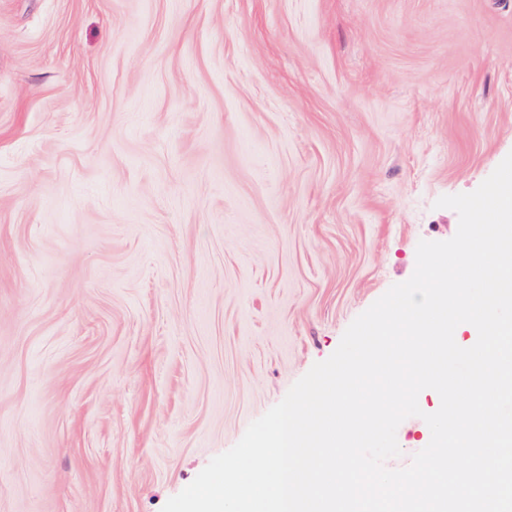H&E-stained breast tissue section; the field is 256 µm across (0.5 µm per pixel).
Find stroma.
Listing matches in <instances>:
<instances>
[{"label": "stroma", "instance_id": "35a3bbf8", "mask_svg": "<svg viewBox=\"0 0 512 512\" xmlns=\"http://www.w3.org/2000/svg\"><path fill=\"white\" fill-rule=\"evenodd\" d=\"M511 153L512 0H0V512H161Z\"/></svg>", "mask_w": 512, "mask_h": 512}]
</instances>
